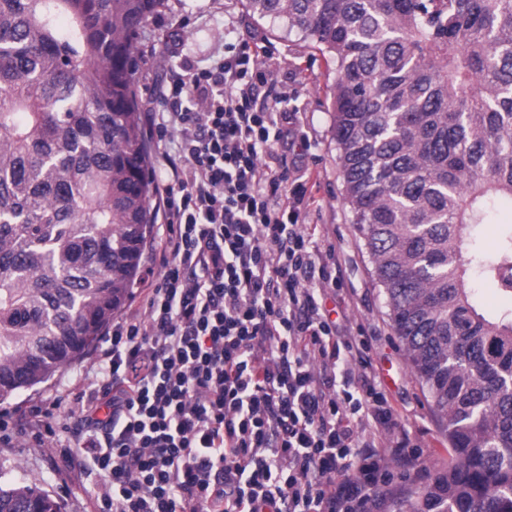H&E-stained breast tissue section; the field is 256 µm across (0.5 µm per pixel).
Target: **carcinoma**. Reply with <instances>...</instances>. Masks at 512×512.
<instances>
[{
  "label": "carcinoma",
  "mask_w": 512,
  "mask_h": 512,
  "mask_svg": "<svg viewBox=\"0 0 512 512\" xmlns=\"http://www.w3.org/2000/svg\"><path fill=\"white\" fill-rule=\"evenodd\" d=\"M164 0H0V403L79 359L129 299L156 197L132 89ZM336 73L344 199L454 462L398 512H512V0H246ZM0 512L57 506L7 479ZM481 299L485 309L497 311L502 308L512 307V297H506L499 292L493 285L484 282L478 284Z\"/></svg>",
  "instance_id": "obj_1"
}]
</instances>
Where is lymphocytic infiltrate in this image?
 <instances>
[{
    "label": "lymphocytic infiltrate",
    "mask_w": 512,
    "mask_h": 512,
    "mask_svg": "<svg viewBox=\"0 0 512 512\" xmlns=\"http://www.w3.org/2000/svg\"><path fill=\"white\" fill-rule=\"evenodd\" d=\"M262 47L229 45L145 117L166 235L95 369L17 432L62 438L100 512H376L417 454L366 340L320 286L335 264L281 149L300 138Z\"/></svg>",
    "instance_id": "f902f5d3"
}]
</instances>
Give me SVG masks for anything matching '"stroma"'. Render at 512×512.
Here are the masks:
<instances>
[{
	"label": "stroma",
	"instance_id": "obj_1",
	"mask_svg": "<svg viewBox=\"0 0 512 512\" xmlns=\"http://www.w3.org/2000/svg\"><path fill=\"white\" fill-rule=\"evenodd\" d=\"M242 39L259 42L264 48V68L295 90L306 140L289 146L288 163L303 175L311 200L308 220L319 227L317 245L322 254L337 257L343 285L351 290L341 299L334 288H326L325 307L335 311L342 333H361L368 338L372 363L417 448L423 477L394 478L391 488L393 496H408L427 485L435 472L447 468L448 437L426 388L410 370L392 329L385 295L376 284L372 263L343 199L331 132L332 67L301 35L287 31L279 22L250 16L245 0H167L166 8L148 19L137 38L133 87L139 110L165 111L161 89L178 68L217 62L227 44ZM93 362V352H86L46 382L0 403V408L25 412L44 404L75 382ZM63 454L60 442L52 439L39 445L31 438L16 437L0 444V461L11 465L16 479L36 481L60 505L61 512H92L90 495L100 478L94 473L67 471L61 465Z\"/></svg>",
	"mask_w": 512,
	"mask_h": 512
}]
</instances>
